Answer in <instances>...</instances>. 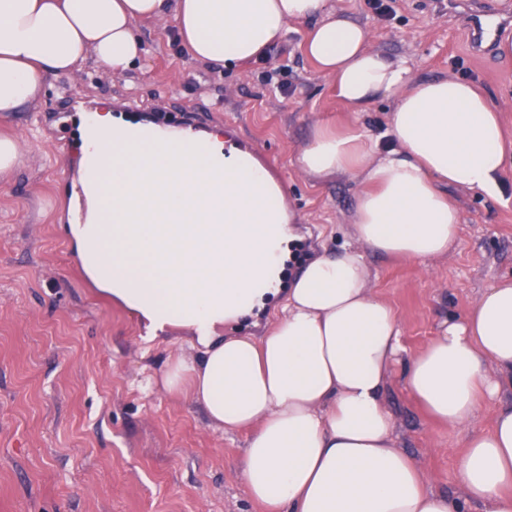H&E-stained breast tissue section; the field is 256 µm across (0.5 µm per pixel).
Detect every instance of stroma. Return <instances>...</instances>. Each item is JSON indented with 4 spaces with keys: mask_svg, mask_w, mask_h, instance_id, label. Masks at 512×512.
Returning <instances> with one entry per match:
<instances>
[{
    "mask_svg": "<svg viewBox=\"0 0 512 512\" xmlns=\"http://www.w3.org/2000/svg\"><path fill=\"white\" fill-rule=\"evenodd\" d=\"M334 0L362 22L371 49L410 59L416 76L474 81L500 111L512 137V57L479 53L465 38V7L432 0ZM137 30L147 57L121 76L94 61L47 84L29 112L0 117L16 137L23 164L0 183V512H263L249 499L240 461L249 433H224L186 398L168 393L169 359L193 350L188 332L169 329L154 343L127 310L102 294L77 264L61 229L78 182L84 113L109 109L132 122L205 131L223 126L287 188L303 246L292 261L351 245L359 182L318 180L295 165L316 127L356 122L381 133L389 103L348 112L332 82L305 55L302 33L270 46L243 67L197 66L179 49L171 22ZM282 67L294 85L283 94L265 71ZM460 211L459 239L448 255L416 262L365 253L375 294L397 313L408 354L425 348L448 317L463 316L481 292L512 279V169L502 194L449 189ZM384 401L394 441L421 468L429 489L462 496L457 465L467 437L488 432L512 389L482 402L473 422L452 428L430 419L393 368Z\"/></svg>",
    "mask_w": 512,
    "mask_h": 512,
    "instance_id": "obj_1",
    "label": "stroma"
}]
</instances>
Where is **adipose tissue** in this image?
Returning <instances> with one entry per match:
<instances>
[{
  "label": "adipose tissue",
  "instance_id": "1",
  "mask_svg": "<svg viewBox=\"0 0 512 512\" xmlns=\"http://www.w3.org/2000/svg\"><path fill=\"white\" fill-rule=\"evenodd\" d=\"M172 20L193 63L232 67L305 28L304 49L355 113L388 100L387 130L317 128L296 156L308 175H350L356 248L322 252L284 284L296 215L284 183L218 132L131 123L92 112L80 125L67 233L86 277L144 322L148 341L191 331L163 387L224 432L248 428V496L266 512H512V408L469 438L462 503L430 491L396 447L382 400L389 370L428 415L466 426L481 397L512 384V282L488 288L460 319L403 356L395 310L374 295L365 253L416 261L455 246L461 217L447 187L498 195L502 123L469 81L416 79L407 58L368 48L332 0H0V117L36 107L47 82L94 59L120 74L145 49L134 24ZM279 306L264 336L225 326Z\"/></svg>",
  "mask_w": 512,
  "mask_h": 512
}]
</instances>
